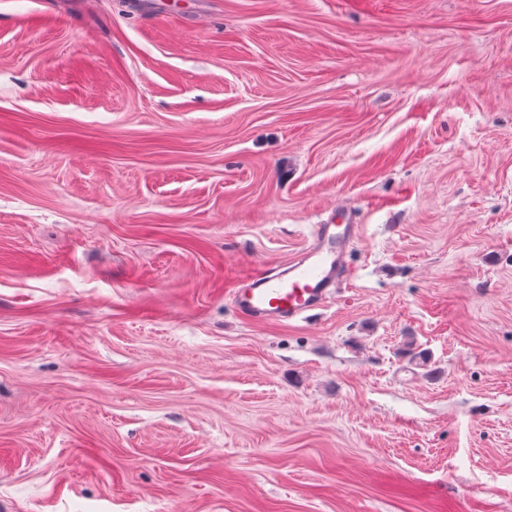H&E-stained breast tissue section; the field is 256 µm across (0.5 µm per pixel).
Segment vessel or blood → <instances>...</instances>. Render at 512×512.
<instances>
[{"label": "vessel or blood", "instance_id": "b4317fda", "mask_svg": "<svg viewBox=\"0 0 512 512\" xmlns=\"http://www.w3.org/2000/svg\"><path fill=\"white\" fill-rule=\"evenodd\" d=\"M358 225H318L311 242L275 270L257 268L234 288L232 300L250 320L282 323L300 318L332 298L346 270V257Z\"/></svg>", "mask_w": 512, "mask_h": 512}]
</instances>
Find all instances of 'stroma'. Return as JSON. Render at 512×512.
Returning a JSON list of instances; mask_svg holds the SVG:
<instances>
[{
  "mask_svg": "<svg viewBox=\"0 0 512 512\" xmlns=\"http://www.w3.org/2000/svg\"><path fill=\"white\" fill-rule=\"evenodd\" d=\"M0 512H512V0H0ZM318 224L311 242L293 260L271 271L257 268L234 288L232 300L250 320L294 321L333 297L346 270V257L358 224Z\"/></svg>",
  "mask_w": 512,
  "mask_h": 512,
  "instance_id": "35a3bbf8",
  "label": "stroma"
}]
</instances>
